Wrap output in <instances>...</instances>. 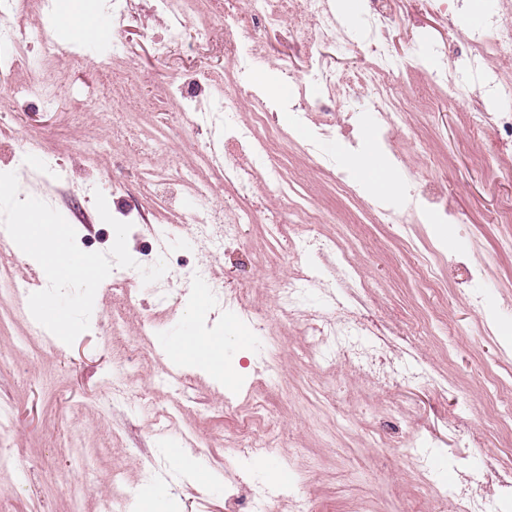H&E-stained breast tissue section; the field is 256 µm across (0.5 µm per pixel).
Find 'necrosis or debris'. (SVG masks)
<instances>
[{
  "mask_svg": "<svg viewBox=\"0 0 512 512\" xmlns=\"http://www.w3.org/2000/svg\"><path fill=\"white\" fill-rule=\"evenodd\" d=\"M196 0H153V11L166 17L161 34L154 42L155 53L165 57L173 46L181 43L187 24L195 13ZM18 0H0V84L9 87L6 105H15L22 97L36 98L43 108H51L57 96L50 86L32 82L11 85L10 76L24 60L30 49H37L46 60L66 59L83 62L81 52L67 43L59 42L51 26L41 25L29 31L17 28L11 21ZM371 10L365 17L357 40H349L341 20L332 12L329 0H254L251 11L234 12L224 17V42L231 49H252L262 40L254 32L255 14H265L271 22L281 19L293 21L310 50L313 76L327 91L347 93L355 87L369 89L373 109L385 115L386 123L380 131V142L392 150L397 146V134L408 124L409 109L395 99L394 89L398 74L405 68L421 69L423 60L409 56L395 60L382 37L395 11L397 0H371ZM468 53L458 63L445 64L432 74L434 82L450 89L453 99L472 104L469 123L481 129L484 119H491L496 133L512 140V78L503 76L491 67V60L512 58V0H496L486 12L484 24L467 37ZM324 45L348 48L362 53L365 64L360 71L348 74L323 57L319 49ZM171 99L178 102L190 125H206L224 130V164L220 174L224 184L243 199L253 197V174L274 150L284 131L261 134L265 124L264 113H256L253 123L238 124L234 120L233 93L229 85L215 83L208 74L187 72L169 76L166 83ZM182 187L196 202L191 221L197 226L199 237L205 238L211 254H219L226 240L238 232L239 225L253 222L251 210L242 209L233 218L213 208L212 186L183 179ZM381 223L416 224L421 216L433 214L437 220L451 224L459 217L448 209L446 198L431 186H424L403 206L389 204L375 206ZM297 223L282 227L295 257L293 275L277 294L281 313L295 317L304 335L311 339L314 354L326 355L336 363L361 366L375 361L378 346L366 338L368 330L356 312L338 299L337 283L352 289L365 288L366 283L352 269L340 239L314 241L298 230L302 224H318L321 213L310 205L295 206ZM312 251L335 254L336 278L318 277L304 265V257Z\"/></svg>",
  "mask_w": 512,
  "mask_h": 512,
  "instance_id": "obj_1",
  "label": "necrosis or debris"
}]
</instances>
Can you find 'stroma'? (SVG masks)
<instances>
[{
	"instance_id": "obj_1",
	"label": "stroma",
	"mask_w": 512,
	"mask_h": 512,
	"mask_svg": "<svg viewBox=\"0 0 512 512\" xmlns=\"http://www.w3.org/2000/svg\"><path fill=\"white\" fill-rule=\"evenodd\" d=\"M207 8L215 15L209 39L188 31L161 60L154 38L163 19L151 0H135L121 35L125 50L109 70L92 60L43 67L33 52L15 79L23 83L36 72L57 81L55 109L0 106V145L23 127L40 143L32 166L46 157L61 165L56 176L25 182L22 196L60 208L86 252L112 246L113 229L98 214L95 192L105 195L111 213L132 209L135 251L166 260L169 272L158 285L171 291L160 314L154 286L135 280L125 300L104 280L89 330L70 346L47 331L32 335L27 295H0V408L10 414L0 449L14 455L13 467L0 470V512H104L115 485L143 488L151 466L158 472L154 487L175 495L174 512H226L237 482L265 481L263 468L272 459L287 475L277 489L295 487L313 512H456L455 497L436 504L431 488L464 486L480 468L499 416L492 383L512 385V249L503 246L512 239V223L501 221L512 207L505 169L512 141L489 124L466 127L447 95L429 85L426 71L403 73L395 95L407 100L410 125L386 159L407 190L416 191L422 180L445 192L461 221L373 223L349 194L310 169L299 147L323 121L299 107L300 96L327 99L344 121L366 111L364 91L328 98L313 79L309 56L297 50L289 22L261 32L264 57L254 70L268 72L273 84L250 83L236 102L238 118L247 123L267 109V127L288 131L291 139L256 172L257 193L282 216L294 200L316 206L323 221L310 225L311 235L342 238L369 283L362 317L408 346L409 359L427 373L387 394L370 371L339 372L310 357L298 323L277 309L276 287L289 269L288 243L276 225H241L238 240L217 256L195 234L194 201L181 181H215L216 169L200 156L215 133L188 128L163 77L198 70L220 80L235 73L224 43V0H209ZM400 8L402 24L385 32L395 55H424L441 44L449 55L465 52L462 30L450 27L428 0H402ZM277 83L287 85L286 95L274 91ZM158 224L177 225L175 246L160 249L152 233ZM425 257L437 271L430 285L415 274ZM454 258L480 265L481 279L458 286L448 277ZM197 262L207 263L208 281L173 287L171 269ZM215 283L245 289L252 310L270 321L277 378L264 374L254 335L236 346L241 372L231 381L169 355L171 339L184 328L200 336L219 330L224 311L211 299ZM192 306L197 316L191 321ZM154 315L159 326L146 327L145 318ZM114 379L130 395L121 406L105 397ZM247 430L271 434V456L242 457L240 436ZM401 434L420 441L427 472H419L404 449L380 447L381 438ZM174 448L187 468L170 464Z\"/></svg>"
}]
</instances>
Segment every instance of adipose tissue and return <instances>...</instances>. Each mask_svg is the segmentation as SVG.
<instances>
[{"mask_svg":"<svg viewBox=\"0 0 512 512\" xmlns=\"http://www.w3.org/2000/svg\"><path fill=\"white\" fill-rule=\"evenodd\" d=\"M364 185L372 193H396L398 185L392 174L389 163L374 147H367L355 161ZM239 330L236 326H228L225 332L211 336H197L193 332H183L174 345L177 357L205 365L212 372L226 380H233L239 365L232 356V344L236 342Z\"/></svg>","mask_w":512,"mask_h":512,"instance_id":"adipose-tissue-1","label":"adipose tissue"}]
</instances>
